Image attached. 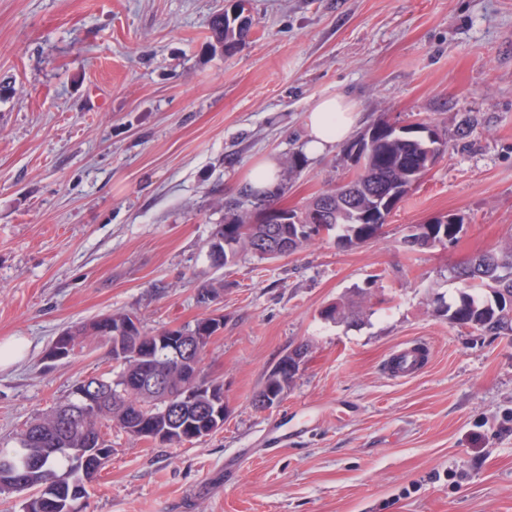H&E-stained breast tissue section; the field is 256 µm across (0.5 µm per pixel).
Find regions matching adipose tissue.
Instances as JSON below:
<instances>
[{
	"mask_svg": "<svg viewBox=\"0 0 512 512\" xmlns=\"http://www.w3.org/2000/svg\"><path fill=\"white\" fill-rule=\"evenodd\" d=\"M357 121V112L342 97H321L314 102L304 118V154L310 158L323 155L349 137Z\"/></svg>",
	"mask_w": 512,
	"mask_h": 512,
	"instance_id": "adipose-tissue-1",
	"label": "adipose tissue"
}]
</instances>
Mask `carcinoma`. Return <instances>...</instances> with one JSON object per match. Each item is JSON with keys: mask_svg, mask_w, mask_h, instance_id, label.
Instances as JSON below:
<instances>
[{"mask_svg": "<svg viewBox=\"0 0 512 512\" xmlns=\"http://www.w3.org/2000/svg\"><path fill=\"white\" fill-rule=\"evenodd\" d=\"M251 27L252 23L243 22L238 16L233 18L225 11L215 14L209 23L212 48L234 52L248 38ZM447 149L448 141L438 133L430 141L413 132H393L387 121L377 123L344 148L348 156L359 151L360 171L343 185L315 195L295 215L303 224L311 205L328 199L332 207L325 224L326 235L348 246L373 240L382 229L378 223L382 208L395 207L403 199L401 195L390 201L386 197L393 189L410 184L418 172L429 171V166ZM277 196L276 192L259 195L242 189L224 198V223L216 225L215 234L232 236V245L221 248L217 255L209 253L213 264L220 266L237 251L251 250L249 220L261 208L278 210ZM459 229L458 224H419L409 238L415 239L421 249L434 247L437 240L446 247L456 240ZM449 276L466 288L458 302L447 307L449 322L494 334L512 333V247L478 252L461 267L452 269ZM484 290L492 294V301L475 295ZM130 317L129 313L116 312L62 330L73 353L83 348L91 336L107 338L112 369L90 378L86 390L97 384L108 388L111 403L99 416L91 415L82 421L65 419L60 411L78 407L82 401L74 390L71 398L59 404L50 415L32 421L20 433L16 444L26 448L24 457L13 467H0V492H31L23 500L22 512H81L86 483L98 475L112 456V445L103 438L101 428L116 426L144 440L153 435L152 419L159 405L139 385L140 378L151 370L161 371L173 384L171 404L178 411L163 424L170 434L168 445H182L203 435L206 416L197 404L206 405L211 415L224 413V404L208 399L209 389L220 388L224 383L206 376L202 368L211 336L224 327V317L154 331H147L141 325L131 336L113 338L111 325L117 326ZM180 336L197 337V348L185 361L176 362L170 359V353L181 348ZM295 354H306V347L299 345L284 355L259 389L266 396L272 395L271 407L281 402L298 372L290 368Z\"/></svg>", "mask_w": 512, "mask_h": 512, "instance_id": "obj_1", "label": "carcinoma"}]
</instances>
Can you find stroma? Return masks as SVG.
<instances>
[{"label": "stroma", "mask_w": 512, "mask_h": 512, "mask_svg": "<svg viewBox=\"0 0 512 512\" xmlns=\"http://www.w3.org/2000/svg\"><path fill=\"white\" fill-rule=\"evenodd\" d=\"M225 0H0V447L107 372L101 339L53 362L64 328L101 314L150 329L219 314L206 371L223 428L180 446L110 428L83 512H512V335L452 324L449 264L512 237V0H247L252 33L212 50ZM340 95L360 114L430 123L447 152L372 242L323 237L213 266L224 199L261 157L303 208L350 174L342 147L305 159L303 117ZM469 135H462V128ZM462 221L447 248L407 250L429 215ZM223 284L201 307V282ZM352 304L355 318L321 313ZM309 346L279 405L253 396ZM424 343L417 376L384 364ZM306 420L283 448L267 430Z\"/></svg>", "instance_id": "35a3bbf8"}]
</instances>
